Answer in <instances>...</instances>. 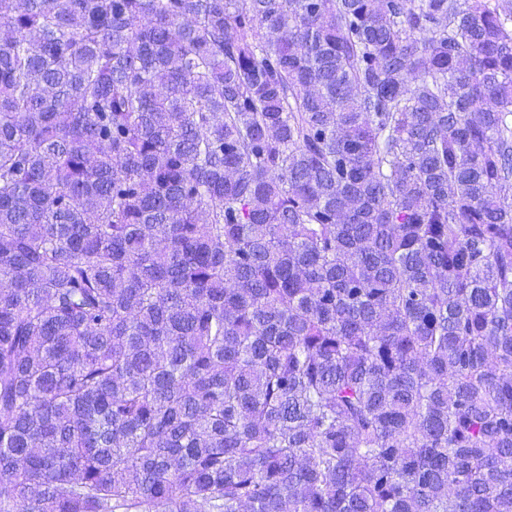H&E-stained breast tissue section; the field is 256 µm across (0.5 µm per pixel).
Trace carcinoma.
Instances as JSON below:
<instances>
[{"label": "carcinoma", "instance_id": "obj_1", "mask_svg": "<svg viewBox=\"0 0 512 512\" xmlns=\"http://www.w3.org/2000/svg\"><path fill=\"white\" fill-rule=\"evenodd\" d=\"M0 512H512V0H0Z\"/></svg>", "mask_w": 512, "mask_h": 512}]
</instances>
